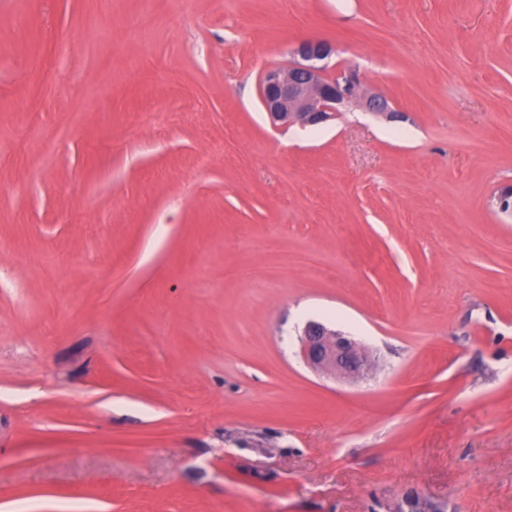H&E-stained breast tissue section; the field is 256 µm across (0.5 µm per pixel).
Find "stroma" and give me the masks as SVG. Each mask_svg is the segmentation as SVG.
<instances>
[{
	"label": "stroma",
	"mask_w": 512,
	"mask_h": 512,
	"mask_svg": "<svg viewBox=\"0 0 512 512\" xmlns=\"http://www.w3.org/2000/svg\"><path fill=\"white\" fill-rule=\"evenodd\" d=\"M305 39L393 117L271 125ZM507 188L512 0H0V507L512 512ZM299 356L313 370L348 381L362 379L373 370V362L361 344L316 321L308 322L303 329Z\"/></svg>",
	"instance_id": "1"
}]
</instances>
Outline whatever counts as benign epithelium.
Masks as SVG:
<instances>
[{
	"label": "benign epithelium",
	"instance_id": "1",
	"mask_svg": "<svg viewBox=\"0 0 512 512\" xmlns=\"http://www.w3.org/2000/svg\"><path fill=\"white\" fill-rule=\"evenodd\" d=\"M334 53L335 47L328 41L303 40L292 49L297 61L263 73L261 103L273 122L321 124L352 102L379 114L390 111L383 96L362 89L356 69L347 68L334 78L323 74L319 62ZM299 356L313 370L348 381L362 379L373 370V362L361 344L316 321L308 322L303 329Z\"/></svg>",
	"mask_w": 512,
	"mask_h": 512
}]
</instances>
